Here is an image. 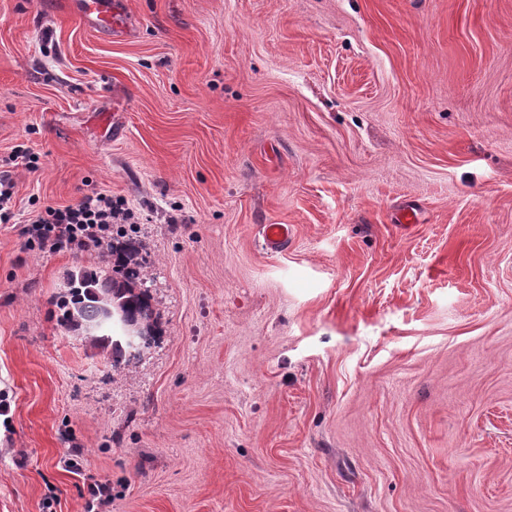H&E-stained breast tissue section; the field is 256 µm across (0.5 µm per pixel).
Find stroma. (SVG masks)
<instances>
[{
	"label": "stroma",
	"instance_id": "stroma-1",
	"mask_svg": "<svg viewBox=\"0 0 512 512\" xmlns=\"http://www.w3.org/2000/svg\"><path fill=\"white\" fill-rule=\"evenodd\" d=\"M124 2L0 0V512H512V0ZM91 189L160 329L117 369L59 309L105 252L22 234ZM67 10L85 27L112 39L124 37L129 28L121 0H67ZM8 172L1 171L0 173V223H8L13 217L11 208L15 194V182ZM291 235L288 224H265L262 228V236L267 248L276 250L281 248Z\"/></svg>",
	"mask_w": 512,
	"mask_h": 512
}]
</instances>
